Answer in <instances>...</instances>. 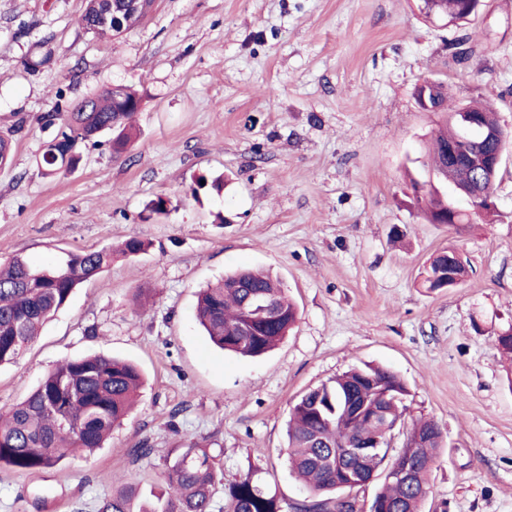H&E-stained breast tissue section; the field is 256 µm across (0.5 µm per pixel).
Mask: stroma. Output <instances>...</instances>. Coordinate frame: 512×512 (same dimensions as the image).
Listing matches in <instances>:
<instances>
[{
  "instance_id": "obj_1",
  "label": "stroma",
  "mask_w": 512,
  "mask_h": 512,
  "mask_svg": "<svg viewBox=\"0 0 512 512\" xmlns=\"http://www.w3.org/2000/svg\"><path fill=\"white\" fill-rule=\"evenodd\" d=\"M86 0H0V259L35 267L112 248L18 363L0 366V410L57 364L107 354L136 365L139 401L106 448L30 473L0 468V512H95L114 487L150 496L188 448L219 457L224 483L252 475L284 503L307 498L286 461V424L306 390L354 366L404 381L416 416L445 431L428 512H512V377L495 344L512 327V147L493 221L427 223L413 182L438 183L426 142L448 105L490 104L512 127V0H483L461 25L417 0H154L108 40L79 24ZM124 84L139 90L137 137L83 142L75 170L38 160L57 104ZM224 188H189L198 176ZM163 196V215L146 205ZM223 223H216V214ZM149 242L135 258L119 248ZM456 250L466 280L422 286ZM243 267L269 272L297 322L270 353L210 345L197 296ZM148 444L153 452L133 455Z\"/></svg>"
}]
</instances>
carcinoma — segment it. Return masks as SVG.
I'll return each instance as SVG.
<instances>
[{
	"instance_id": "obj_1",
	"label": "carcinoma",
	"mask_w": 512,
	"mask_h": 512,
	"mask_svg": "<svg viewBox=\"0 0 512 512\" xmlns=\"http://www.w3.org/2000/svg\"><path fill=\"white\" fill-rule=\"evenodd\" d=\"M478 0H437L436 10L453 16L474 15ZM120 0H86L79 19L86 31L116 36L134 28L142 11L123 14L122 27L112 26V4ZM141 97L126 85H115L94 98L69 102L43 116L48 124L61 121L56 137L47 145L38 165L48 176L75 169L80 161L78 144L101 134L114 133V149L126 151L131 139V120ZM512 142V130L504 129L495 114L476 105L462 107ZM462 132L459 112L443 114L432 138L430 157L445 181L461 177L447 168L445 148ZM416 201L432 224H468L473 218L448 209V195L432 188H414ZM112 265V249L71 253L61 262L36 268L20 254L0 263V365L13 364L32 344L43 325L64 307L73 291ZM466 276L457 252L435 255L426 268L423 287L439 289L448 273ZM196 316L211 343L243 357H257L272 350L295 325L297 311L271 276L241 270L224 277L218 286L203 290ZM142 383L139 370L125 361L95 355L68 360L49 371L22 402L0 413V466L17 473L51 468L61 461L90 454L104 447L112 431L128 415ZM390 400L383 409L388 421H405L408 390L393 372L379 367L353 368L304 392L292 406L287 428L288 465L311 498L294 506V512H336L344 497L343 469L351 468L365 482L374 471H383L411 460L409 481H383L375 497L380 512H424L429 494V475L443 447L444 429L431 418H413L409 431L423 447L403 441L398 449L381 448L360 461L344 458L345 450L365 436L380 432L381 422L356 420L345 410L349 400L375 404L385 392ZM219 462L207 448H189L165 474V486L134 511L137 488L125 485L102 497L96 512H212L218 485ZM226 512H284L280 499L253 480L252 474L224 488Z\"/></svg>"
}]
</instances>
